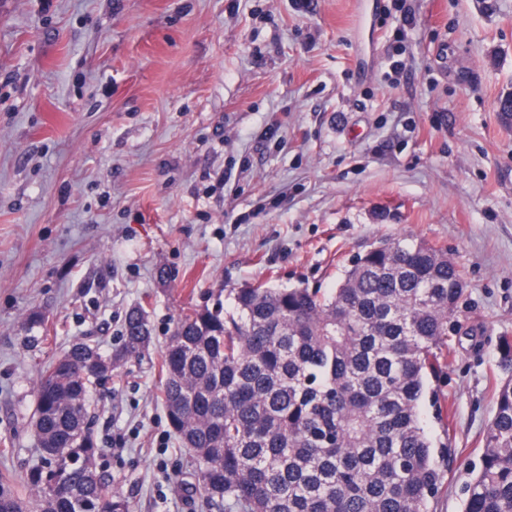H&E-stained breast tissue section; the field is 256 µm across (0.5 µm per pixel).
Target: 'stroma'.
<instances>
[{
  "label": "stroma",
  "instance_id": "obj_1",
  "mask_svg": "<svg viewBox=\"0 0 512 512\" xmlns=\"http://www.w3.org/2000/svg\"><path fill=\"white\" fill-rule=\"evenodd\" d=\"M509 93L512 0H0V473L38 461L40 367L119 349L140 306L151 344L89 397L96 468L131 512H202L162 400L175 320L330 290L395 235L467 282L447 424L422 410L434 512H460L512 337Z\"/></svg>",
  "mask_w": 512,
  "mask_h": 512
}]
</instances>
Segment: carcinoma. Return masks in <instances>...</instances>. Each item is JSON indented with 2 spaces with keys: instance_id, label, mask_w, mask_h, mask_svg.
<instances>
[{
  "instance_id": "1",
  "label": "carcinoma",
  "mask_w": 512,
  "mask_h": 512,
  "mask_svg": "<svg viewBox=\"0 0 512 512\" xmlns=\"http://www.w3.org/2000/svg\"><path fill=\"white\" fill-rule=\"evenodd\" d=\"M466 293L462 271L424 241L371 243L336 288L260 284L177 318L162 356L167 418L195 462L192 490L224 512H432L447 443L422 405L440 379ZM151 341L140 307L119 350L76 342L41 370L40 461L23 477L37 512H129L96 470L90 388ZM480 469L462 512H512V339ZM0 512H28L0 477Z\"/></svg>"
}]
</instances>
